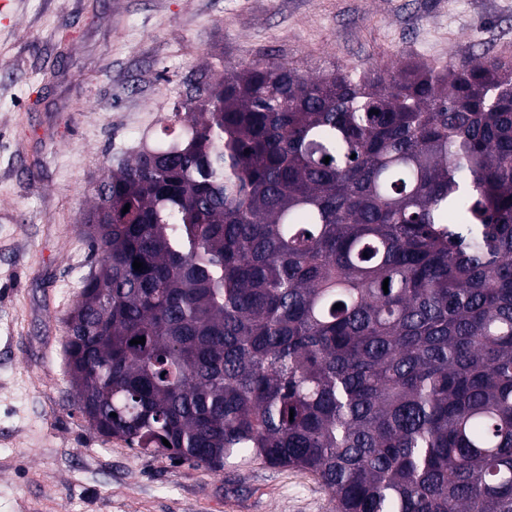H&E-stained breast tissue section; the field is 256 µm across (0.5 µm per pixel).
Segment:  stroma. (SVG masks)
Instances as JSON below:
<instances>
[{
  "label": "stroma",
  "mask_w": 512,
  "mask_h": 512,
  "mask_svg": "<svg viewBox=\"0 0 512 512\" xmlns=\"http://www.w3.org/2000/svg\"><path fill=\"white\" fill-rule=\"evenodd\" d=\"M0 20V512H334L315 477L214 474L107 438L76 409L64 320L96 267L80 225L104 166L192 83L275 60L310 74L484 51L512 0H11Z\"/></svg>",
  "instance_id": "1"
}]
</instances>
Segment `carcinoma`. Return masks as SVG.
<instances>
[{
	"mask_svg": "<svg viewBox=\"0 0 512 512\" xmlns=\"http://www.w3.org/2000/svg\"><path fill=\"white\" fill-rule=\"evenodd\" d=\"M81 231L65 351L101 435L305 471L336 512H512L511 62L200 82Z\"/></svg>",
	"mask_w": 512,
	"mask_h": 512,
	"instance_id": "obj_1",
	"label": "carcinoma"
}]
</instances>
